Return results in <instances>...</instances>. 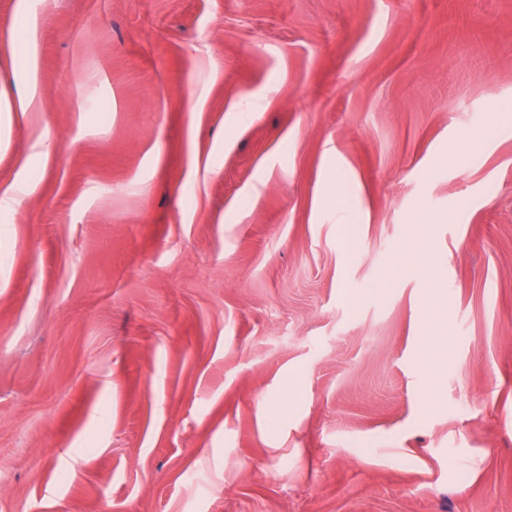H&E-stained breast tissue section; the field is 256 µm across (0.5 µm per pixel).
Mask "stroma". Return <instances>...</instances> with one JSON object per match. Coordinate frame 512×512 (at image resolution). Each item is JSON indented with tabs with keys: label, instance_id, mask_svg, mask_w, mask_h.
<instances>
[{
	"label": "stroma",
	"instance_id": "obj_1",
	"mask_svg": "<svg viewBox=\"0 0 512 512\" xmlns=\"http://www.w3.org/2000/svg\"><path fill=\"white\" fill-rule=\"evenodd\" d=\"M27 91L0 512H512V0H0Z\"/></svg>",
	"mask_w": 512,
	"mask_h": 512
}]
</instances>
